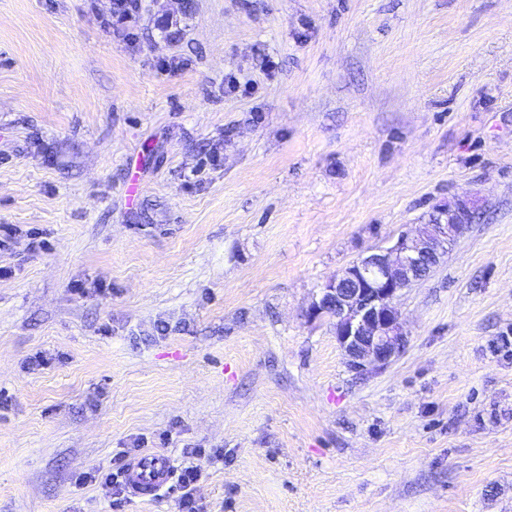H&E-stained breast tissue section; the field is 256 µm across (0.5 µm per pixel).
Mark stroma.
I'll list each match as a JSON object with an SVG mask.
<instances>
[{
  "label": "stroma",
  "mask_w": 512,
  "mask_h": 512,
  "mask_svg": "<svg viewBox=\"0 0 512 512\" xmlns=\"http://www.w3.org/2000/svg\"><path fill=\"white\" fill-rule=\"evenodd\" d=\"M134 2L0 0V512H512V0ZM462 196L351 372L309 304ZM130 0H114L112 3V24L113 31L121 33L124 38L130 35L129 24L133 19L132 10L129 6ZM172 476L169 459L156 454H145L132 460L124 468L126 487L137 496H153L168 485ZM174 472L175 482L168 490H180L178 497V508L180 512H201V509L196 505V500L193 496V487L201 478V470L197 466H187L182 468L176 475Z\"/></svg>",
  "instance_id": "35a3bbf8"
}]
</instances>
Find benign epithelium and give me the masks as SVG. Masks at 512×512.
<instances>
[{
  "label": "benign epithelium",
  "instance_id": "obj_1",
  "mask_svg": "<svg viewBox=\"0 0 512 512\" xmlns=\"http://www.w3.org/2000/svg\"><path fill=\"white\" fill-rule=\"evenodd\" d=\"M474 213V202L467 197L437 206L429 223L358 258L324 285L307 315L334 321L351 371L364 375L380 370L403 351L407 336L395 305L398 293L439 265Z\"/></svg>",
  "mask_w": 512,
  "mask_h": 512
}]
</instances>
